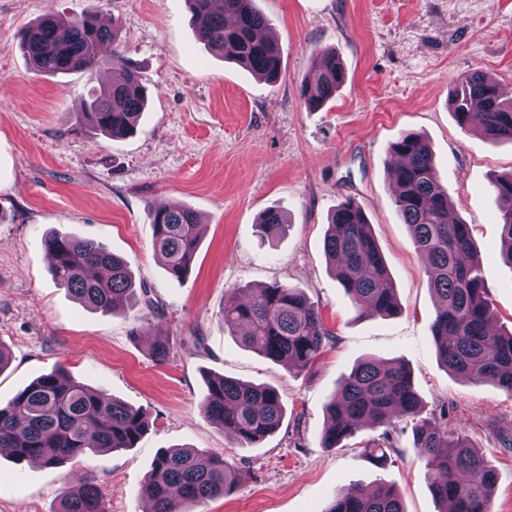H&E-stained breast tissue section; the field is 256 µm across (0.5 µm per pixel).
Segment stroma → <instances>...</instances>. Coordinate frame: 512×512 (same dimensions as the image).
Instances as JSON below:
<instances>
[{
	"mask_svg": "<svg viewBox=\"0 0 512 512\" xmlns=\"http://www.w3.org/2000/svg\"><path fill=\"white\" fill-rule=\"evenodd\" d=\"M272 21L281 78L267 83L200 43L184 0H0V403L53 369L150 417L135 448L60 467L0 459V512H57L63 495L94 482L106 512H142L141 487L161 449H207L242 474L205 512H323L357 484L387 483L406 512H438L408 428L390 434L388 460L366 449V428L338 447L322 444L326 404L364 358L399 360L428 408L442 407L495 469L492 512H512V396L471 384L439 363L432 324L437 300L393 202L389 146L402 133L427 139L452 218L477 247L496 326L512 330V268L490 178L512 170V141L461 129L449 110L456 78L478 70L512 87V0H256ZM101 11L118 19L121 44L150 91L135 135L109 139L77 126L86 75L38 74L19 35L41 15ZM336 51L346 80L321 110L299 98L315 52ZM364 210L397 291L389 317L359 315L324 252L331 213ZM189 205L204 229L191 271L177 281L153 248L149 208ZM288 217L261 241L266 209ZM94 239L122 256L136 286L150 288L163 317L130 334L131 320L104 315L59 288L41 246L49 230ZM274 282L303 289L336 339L312 374L244 348L220 313L230 289ZM169 341V361L150 356ZM276 388L286 415L252 448L205 419L204 375Z\"/></svg>",
	"mask_w": 512,
	"mask_h": 512,
	"instance_id": "1",
	"label": "stroma"
}]
</instances>
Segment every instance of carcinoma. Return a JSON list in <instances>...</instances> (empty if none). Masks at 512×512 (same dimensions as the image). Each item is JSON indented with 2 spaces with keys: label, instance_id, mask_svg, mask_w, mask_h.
<instances>
[{
  "label": "carcinoma",
  "instance_id": "cac0c4a2",
  "mask_svg": "<svg viewBox=\"0 0 512 512\" xmlns=\"http://www.w3.org/2000/svg\"><path fill=\"white\" fill-rule=\"evenodd\" d=\"M187 10L205 23L197 39L224 59L268 82L282 69L277 43L258 33L271 20L254 0H184ZM32 67L41 73L82 72L94 79L102 63L101 48L112 45V66L121 81L90 89L76 123L107 137L133 134L148 103L139 67L120 44L117 21L98 12L62 17L45 14L21 34ZM345 82L335 51H319L313 78L303 82L299 97L316 111ZM459 126L479 119L490 141L512 140V96L479 71L459 76L449 98ZM399 159L390 170L394 203L413 243L427 261L429 285L439 305L432 325L439 362L454 376L490 383L512 395V331L495 328V313L480 273L470 227L448 219V190L440 182L429 144L419 134L403 133L389 147ZM501 226L502 259L512 266V170L491 178ZM155 252L171 278L181 281L191 269L200 243L199 218L184 205L150 210ZM260 236L272 239L287 227L281 211L268 209L258 219ZM52 255L50 272L57 286L85 306L115 314L124 305L139 306L137 321L164 315L163 305L142 287L135 288L125 261L93 239L49 233L41 241ZM325 254L345 294L369 313L398 311L395 288L363 209L353 201L336 208L328 224ZM224 328L263 356L297 372H311L334 343L322 308L299 288L273 284L236 288L224 301ZM203 416L234 437L243 448L275 432L285 408L277 390L211 375L200 405ZM323 445L334 448L367 425L409 423L412 448L424 462L440 512H491L496 474L481 449L444 414L425 412L410 370L400 361H358L326 406ZM146 412L91 389L60 370L45 373L0 404V458L17 464L34 459L51 467L81 460L100 451L136 446L149 429ZM240 479L235 464L208 451L167 448L159 451L145 476L141 494L154 512H192L229 494ZM59 512H104L98 487L86 481L64 499ZM322 512H404L395 488L360 485L334 496Z\"/></svg>",
  "mask_w": 512,
  "mask_h": 512
}]
</instances>
